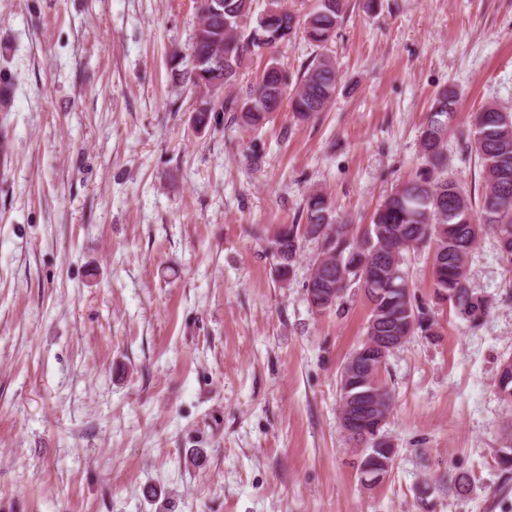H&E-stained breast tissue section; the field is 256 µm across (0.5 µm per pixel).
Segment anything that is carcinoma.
I'll list each match as a JSON object with an SVG mask.
<instances>
[{
	"label": "carcinoma",
	"mask_w": 512,
	"mask_h": 512,
	"mask_svg": "<svg viewBox=\"0 0 512 512\" xmlns=\"http://www.w3.org/2000/svg\"><path fill=\"white\" fill-rule=\"evenodd\" d=\"M199 2L208 12V29L203 38L194 40L191 56L197 64L186 72L191 90L203 97L196 121H206V105L210 104L206 97L211 90H200L193 73L203 71L206 82L229 88L247 62L263 57L265 46L269 58L261 78L245 98L225 102V108L236 113L235 119L251 129L263 126L279 110L288 86V72L280 66L274 49L288 44L299 32L317 46L327 43L348 10L347 0H316L302 15L284 8L281 0H268L259 14L254 0ZM337 86L332 59L326 54L314 57L299 73L289 98L292 112L302 122L316 117L328 106ZM457 99L452 87L438 91L421 132L423 167L378 206L360 239L354 238L349 225L332 218L330 203L321 191L313 192L305 202L306 223L286 225L276 236L272 256L283 278L297 261L301 239L320 242L319 252L309 263L306 293L320 303L329 302L326 310L330 311L342 306L348 288H361L369 305L367 336L436 335L435 319L416 302L402 268L404 252L412 247L427 246L432 251L436 303L451 307L473 328L491 308L488 298L467 288L468 257L482 236L495 238L500 261L512 272V112L488 104L474 117L468 147L481 161L485 182L475 208L460 181L446 171L444 148ZM362 368L360 364L351 375L340 374V398L362 391ZM495 388L512 401V357L499 364ZM380 397L383 409L363 408L341 427L353 439L358 434L367 436L363 455L383 458L386 449L375 444L383 437V410L391 406V394L384 384Z\"/></svg>",
	"instance_id": "cac0c4a2"
}]
</instances>
